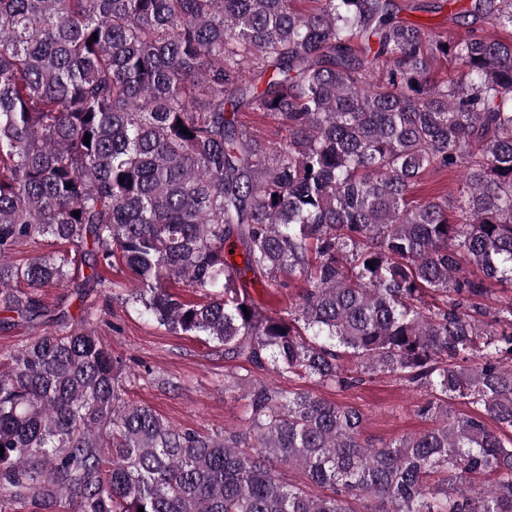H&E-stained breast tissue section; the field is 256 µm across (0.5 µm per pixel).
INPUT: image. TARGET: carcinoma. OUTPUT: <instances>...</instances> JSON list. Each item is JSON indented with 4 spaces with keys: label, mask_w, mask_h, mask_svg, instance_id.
I'll return each instance as SVG.
<instances>
[{
    "label": "carcinoma",
    "mask_w": 512,
    "mask_h": 512,
    "mask_svg": "<svg viewBox=\"0 0 512 512\" xmlns=\"http://www.w3.org/2000/svg\"><path fill=\"white\" fill-rule=\"evenodd\" d=\"M300 2L0 0V310L52 327L0 358V504L512 512V295L484 304L512 292V36L484 29H512V0H448L452 38L395 0ZM245 110L281 124L279 146L241 128ZM457 167L458 196L410 197ZM46 237L91 273L66 253L7 262ZM117 259L139 282L128 302L171 332L338 389L395 374L443 421L377 446L353 407L234 375L240 429L175 428L123 401L90 304L52 315L37 296L110 288ZM249 272L306 288L267 315ZM450 401L471 412L448 417Z\"/></svg>",
    "instance_id": "cac0c4a2"
}]
</instances>
